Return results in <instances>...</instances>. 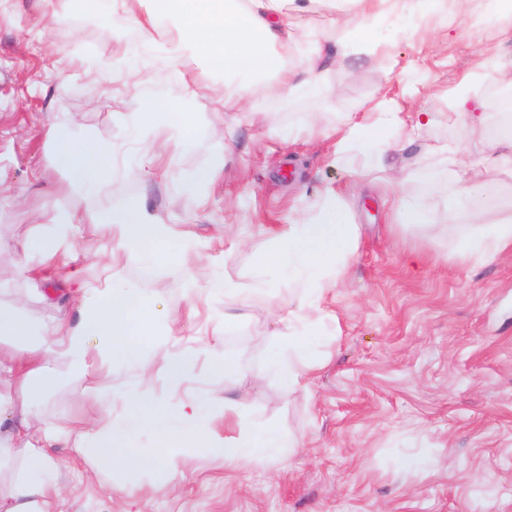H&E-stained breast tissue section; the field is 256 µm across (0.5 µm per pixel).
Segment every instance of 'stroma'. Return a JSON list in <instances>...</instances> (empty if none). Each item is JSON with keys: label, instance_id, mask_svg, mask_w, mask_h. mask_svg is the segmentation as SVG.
Returning <instances> with one entry per match:
<instances>
[{"label": "stroma", "instance_id": "35a3bbf8", "mask_svg": "<svg viewBox=\"0 0 512 512\" xmlns=\"http://www.w3.org/2000/svg\"><path fill=\"white\" fill-rule=\"evenodd\" d=\"M151 7L140 0L130 17L85 0L60 19L56 0H0V305H21L40 339H49L58 319L80 317L71 275L102 284L99 257L111 251L113 281L146 289L147 308L159 315L149 378L100 352L88 374L43 377L29 392L41 408L33 437L55 439L60 494L52 512H512V249L489 261L454 259L463 172L452 152L464 148L473 173L496 183L497 209L512 212V168L481 165L500 120L491 101L499 77L493 67H474L476 46L511 45L512 28L484 22L476 8L452 22L435 14L404 23L386 51L349 59L353 77L334 68L323 94L255 93L240 112L224 104L233 82L204 60L169 62V23L142 33L138 22ZM471 69L475 78L462 84ZM462 92L479 98L483 134L467 136L442 117L395 153L402 184L384 192L376 172L337 163L338 129L373 120L378 103L408 121L423 108L443 114L449 96ZM144 101L188 113L192 144L181 147L158 127L93 192L56 163L53 123L119 148ZM196 171L210 173L206 186L184 181ZM327 185L346 192L358 248L342 285L322 303L339 332L309 349L316 369L290 391L270 355L300 290L261 257L296 213L319 215ZM403 198L444 223H392ZM142 202L172 241L192 237L199 258L115 252L83 222ZM44 210L71 218L74 247L18 276L17 262L44 232L35 222ZM228 314L239 322L225 326ZM179 352L194 354L196 368L175 387L165 371ZM226 360L239 371L231 391ZM127 385L166 412L192 390H210L206 439L174 449L167 468L152 475L106 470L81 455V429L124 418L112 393ZM261 426L288 433L296 447L252 463L217 454L241 429Z\"/></svg>", "mask_w": 512, "mask_h": 512}]
</instances>
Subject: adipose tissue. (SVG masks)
Here are the masks:
<instances>
[{
  "instance_id": "ef3b65f1",
  "label": "adipose tissue",
  "mask_w": 512,
  "mask_h": 512,
  "mask_svg": "<svg viewBox=\"0 0 512 512\" xmlns=\"http://www.w3.org/2000/svg\"><path fill=\"white\" fill-rule=\"evenodd\" d=\"M313 0H161L146 18L154 26L173 20L171 38L174 54L188 51L206 60L210 68L225 77L239 80L241 94L257 90H303L312 95L324 92L330 65L324 56L319 36H308L309 44L300 66H293L300 41L298 17L308 11ZM340 30L335 39L336 55L371 54L386 48L396 23L422 19L431 13L460 15L470 10L472 0H339ZM433 112L417 113L412 126H405L398 112L383 108L375 121L366 125L348 124L336 150L337 161L355 156L371 170L384 171V156L397 150L393 131L406 128V143L418 141L435 122ZM51 141L64 158L72 175L89 189H98L115 172L112 147L108 144H79L67 125H52ZM457 219L462 235L456 255L461 259L497 256L512 247V215L472 227L468 221L474 212L488 208L496 198L492 183L473 178L459 182L456 191ZM340 191H323L324 211L318 223L296 220L280 233L281 247L268 256L282 278L294 282L303 293L296 313L288 319V333L279 344L272 368L283 385L293 389L301 385L314 364L305 360L309 343L323 327L325 318L320 304L341 284L349 258L357 246L358 229L350 224L339 202ZM96 230L129 251L152 256L162 254L170 243L164 224L151 214L146 204L131 210L90 215ZM76 292L82 305L77 322L60 320L53 330L58 344L31 343V324L18 308L0 307V384L26 392L38 376L64 364L68 373H87L94 360L91 337H100L115 357L131 361L154 344L150 326L152 313L137 306L142 289L106 282L101 287L80 283ZM113 402L128 406L130 415L113 425L109 432L86 430L82 433L83 454L95 456L109 467L137 466L146 471L162 467L166 451L198 439L207 424L212 401L208 392H198L174 413H159L145 419L135 388L113 392ZM39 415L35 403L27 401L15 416L0 410V425L7 434L0 439V461L22 460L25 469L11 484L6 496L12 502L10 512H46L48 499L58 493L54 464L45 448L32 441L30 428ZM156 436L155 447L129 456L119 450L121 442L143 429ZM290 441L275 428L242 431L225 448L227 459L254 461L271 449L289 447Z\"/></svg>"
}]
</instances>
